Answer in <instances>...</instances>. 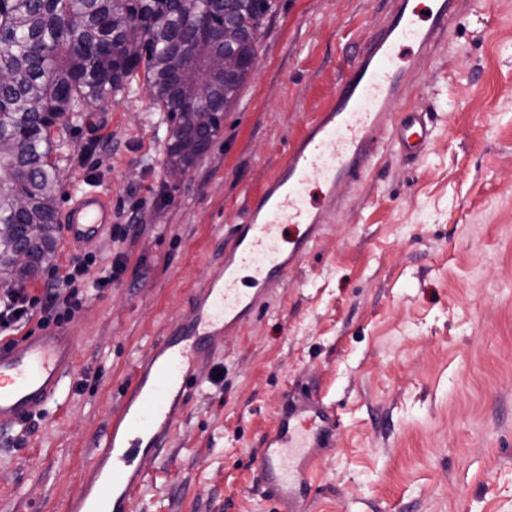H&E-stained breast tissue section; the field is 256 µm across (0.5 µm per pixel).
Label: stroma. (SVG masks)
<instances>
[{
  "label": "stroma",
  "instance_id": "stroma-1",
  "mask_svg": "<svg viewBox=\"0 0 512 512\" xmlns=\"http://www.w3.org/2000/svg\"><path fill=\"white\" fill-rule=\"evenodd\" d=\"M206 152L167 176L170 123L144 82L57 134V210L92 188L128 225L119 282L70 322L88 386L27 434L0 427V512H62L135 362L224 259L223 232L336 96L387 0H276ZM406 100L428 153L341 187L321 239L202 383L132 512H273L264 435L304 388L334 406L304 512H512V0H464Z\"/></svg>",
  "mask_w": 512,
  "mask_h": 512
}]
</instances>
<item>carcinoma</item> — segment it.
Returning a JSON list of instances; mask_svg holds the SVG:
<instances>
[{
  "label": "carcinoma",
  "instance_id": "carcinoma-1",
  "mask_svg": "<svg viewBox=\"0 0 512 512\" xmlns=\"http://www.w3.org/2000/svg\"><path fill=\"white\" fill-rule=\"evenodd\" d=\"M226 4L257 33L275 8L274 0H0L1 271L23 283L50 261L58 187L53 133L88 105L143 78L171 122L170 163L188 161L183 128L228 110L246 80L224 86V48L256 55L255 37L214 47L202 63L177 49L187 25L221 14ZM19 246L29 263L16 268L9 256Z\"/></svg>",
  "mask_w": 512,
  "mask_h": 512
}]
</instances>
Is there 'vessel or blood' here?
I'll return each instance as SVG.
<instances>
[{
  "instance_id": "b4317fda",
  "label": "vessel or blood",
  "mask_w": 512,
  "mask_h": 512,
  "mask_svg": "<svg viewBox=\"0 0 512 512\" xmlns=\"http://www.w3.org/2000/svg\"><path fill=\"white\" fill-rule=\"evenodd\" d=\"M385 22L363 41L338 82L334 103L288 147L285 162L251 196L243 221L224 240V263L192 299L189 313L134 366L108 427L94 442L78 490L64 512H129L144 484L142 462L159 456L198 387V365L225 334L261 311L268 295L320 235L322 208L306 202L317 184L336 202L340 184L359 186L382 156L424 157L432 143L431 113L398 109L410 73L408 50L432 55L461 15L462 0H390ZM112 210L94 190H80L66 214L73 243L102 237ZM297 233L285 238V225ZM77 343L66 328H46L0 343V426L47 413L77 371ZM336 443V415L306 396L281 414L263 443L260 470L270 500L300 512L314 486L315 448Z\"/></svg>"
}]
</instances>
